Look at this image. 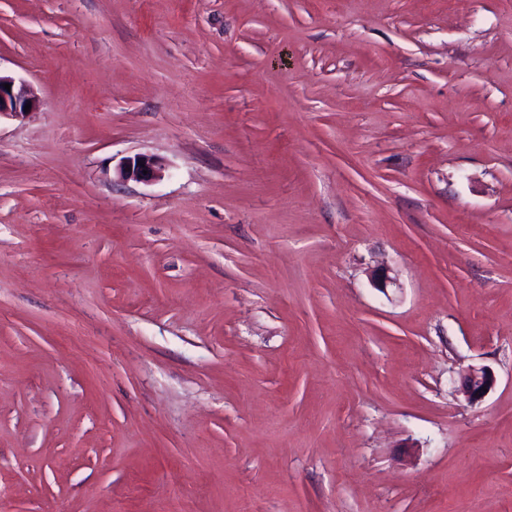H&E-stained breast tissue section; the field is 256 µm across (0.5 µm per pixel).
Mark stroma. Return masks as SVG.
I'll list each match as a JSON object with an SVG mask.
<instances>
[{"label":"stroma","mask_w":512,"mask_h":512,"mask_svg":"<svg viewBox=\"0 0 512 512\" xmlns=\"http://www.w3.org/2000/svg\"><path fill=\"white\" fill-rule=\"evenodd\" d=\"M0 74V512H512V0H0ZM4 84H11V89H5ZM28 102H31V108L25 113L24 107ZM38 107L39 99L27 85L17 84L14 78L0 74V120L2 116L24 117ZM143 170L147 174H143ZM164 171V165L152 156L137 155L124 160L120 167V177L123 180L150 182L159 179ZM494 373L486 367H471L462 375L461 392L470 402H477L484 398L495 386ZM487 389V392L483 391Z\"/></svg>","instance_id":"1"}]
</instances>
